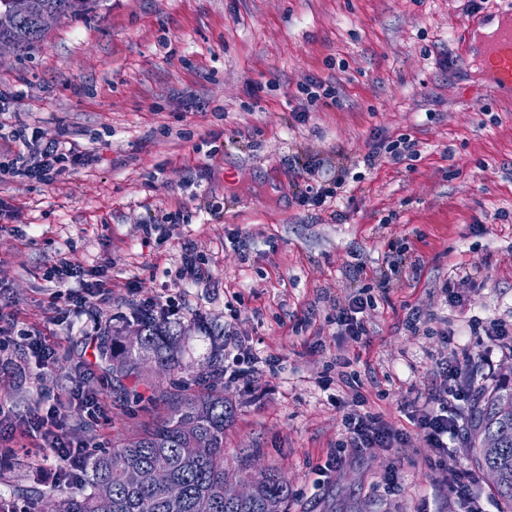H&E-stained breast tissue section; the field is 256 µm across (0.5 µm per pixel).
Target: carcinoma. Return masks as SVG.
<instances>
[{
  "label": "carcinoma",
  "mask_w": 512,
  "mask_h": 512,
  "mask_svg": "<svg viewBox=\"0 0 512 512\" xmlns=\"http://www.w3.org/2000/svg\"><path fill=\"white\" fill-rule=\"evenodd\" d=\"M96 0H0V42L19 50L41 41L47 20L90 12ZM139 343L118 334L96 338L98 363L112 372L141 379L149 370L180 366L181 333L165 321L141 315ZM233 406L224 392L194 393L178 402L154 428L87 462L80 487H64L47 512H263V503L291 497L287 481L274 472L250 481L252 495L240 497L224 471V427ZM473 456L478 468L494 474L501 512H512V384L483 394L470 412ZM206 448L201 455L198 449ZM165 465L166 482L127 481L131 469L148 474Z\"/></svg>",
  "instance_id": "1"
}]
</instances>
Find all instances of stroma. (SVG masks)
Segmentation results:
<instances>
[{"instance_id": "obj_1", "label": "stroma", "mask_w": 512, "mask_h": 512, "mask_svg": "<svg viewBox=\"0 0 512 512\" xmlns=\"http://www.w3.org/2000/svg\"><path fill=\"white\" fill-rule=\"evenodd\" d=\"M476 5L492 0H97L40 43L1 50L0 151L17 150L10 133L26 123L95 156L49 183L0 181V311L17 321L0 345V398L16 418L93 389L101 411H69L68 435L89 455L120 447L207 388L209 359L233 339L253 372L224 385V466L244 481L283 475L288 512H448L443 466L473 476L498 512L466 435L438 462L410 420L454 349H471L476 393L512 376V353L473 330L512 322V93L486 91L463 62L458 34ZM310 76L336 102L300 122L296 87ZM402 135L417 157L364 166ZM338 154L339 171L327 164ZM338 178L326 208L296 204ZM222 199L230 207L210 213ZM186 244L202 270L183 279ZM60 257L108 280L88 316L125 335L143 304L175 298L183 366L152 373L149 400L86 366L84 320L59 322L43 277ZM446 285L463 303L445 301ZM360 293L373 306L356 343L336 305ZM31 334L56 347L46 368ZM346 404L405 430L406 447L327 469ZM58 487L45 449L0 438V500L45 512Z\"/></svg>"}]
</instances>
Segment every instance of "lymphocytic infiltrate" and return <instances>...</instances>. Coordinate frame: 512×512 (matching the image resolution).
<instances>
[{
	"mask_svg": "<svg viewBox=\"0 0 512 512\" xmlns=\"http://www.w3.org/2000/svg\"><path fill=\"white\" fill-rule=\"evenodd\" d=\"M14 137L20 141L21 148L14 154L0 156L1 178L47 183L93 161L91 155L66 146L60 140H44L37 127L29 131L17 130ZM44 277L55 286L53 303L64 304V312L68 315H80L86 307L92 306L94 300L103 299L108 292L106 281L87 278L83 268L64 258L48 267ZM471 359V353L465 350L449 361L425 406L413 414L417 429L437 455L447 453L462 428L460 407L468 401L474 389L466 372ZM99 406L96 392L79 387L72 390L67 399H55L45 413L27 420L26 436L51 450L59 477H72L85 465L81 444L64 434L66 410L92 412ZM342 422L345 434L330 454V465H343L351 453L361 450L388 453L406 445V433L379 416L353 410L345 413Z\"/></svg>",
	"mask_w": 512,
	"mask_h": 512,
	"instance_id": "obj_1",
	"label": "lymphocytic infiltrate"
}]
</instances>
